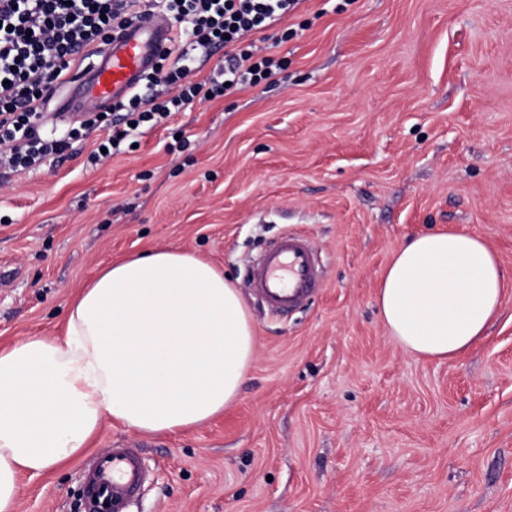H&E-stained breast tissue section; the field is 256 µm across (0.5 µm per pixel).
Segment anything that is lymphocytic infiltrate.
<instances>
[{"mask_svg": "<svg viewBox=\"0 0 512 512\" xmlns=\"http://www.w3.org/2000/svg\"><path fill=\"white\" fill-rule=\"evenodd\" d=\"M301 0H0V169L15 171L62 156L101 128L107 115L90 113L79 124L47 128L42 99L91 47L152 14L178 30L162 60L140 89L114 105L118 117L91 155L105 160L134 126L159 124L196 101H210L241 87H255L285 70L287 61L262 54L245 37L293 12ZM230 48L227 67L193 80L196 52Z\"/></svg>", "mask_w": 512, "mask_h": 512, "instance_id": "obj_1", "label": "lymphocytic infiltrate"}]
</instances>
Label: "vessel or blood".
I'll list each match as a JSON object with an SVG mask.
<instances>
[{
  "label": "vessel or blood",
  "instance_id": "obj_1",
  "mask_svg": "<svg viewBox=\"0 0 512 512\" xmlns=\"http://www.w3.org/2000/svg\"><path fill=\"white\" fill-rule=\"evenodd\" d=\"M172 35L171 23L162 15L122 30L91 60L72 66L57 104L59 114L73 119L90 110L110 109L139 86ZM321 278L309 240L294 233L280 236L249 272L253 291L274 313L303 306L316 293ZM81 472L82 512H127L149 480L139 449L122 445L91 454L82 462Z\"/></svg>",
  "mask_w": 512,
  "mask_h": 512
}]
</instances>
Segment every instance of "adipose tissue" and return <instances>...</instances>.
<instances>
[{
  "label": "adipose tissue",
  "mask_w": 512,
  "mask_h": 512,
  "mask_svg": "<svg viewBox=\"0 0 512 512\" xmlns=\"http://www.w3.org/2000/svg\"><path fill=\"white\" fill-rule=\"evenodd\" d=\"M507 286L481 237L424 233L385 269L378 307L406 351L446 359L484 336ZM254 345L239 288L211 264L167 250L113 262L71 303L62 336L0 350V512H14L20 474L71 459L104 417L163 433L222 413Z\"/></svg>",
  "instance_id": "ef3b65f1"
}]
</instances>
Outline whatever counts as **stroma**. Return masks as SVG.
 Segmentation results:
<instances>
[{"mask_svg":"<svg viewBox=\"0 0 512 512\" xmlns=\"http://www.w3.org/2000/svg\"><path fill=\"white\" fill-rule=\"evenodd\" d=\"M268 32L273 79L141 126L104 164L92 136L0 185V348L61 335L114 261L193 253L240 287L253 360L205 424L102 421L89 451L132 445L151 473L128 512H512V286L444 361L405 351L376 302L426 231L480 236L512 282V0H301ZM287 233L323 276L276 315L247 270ZM78 465L20 475L15 512H79Z\"/></svg>","mask_w":512,"mask_h":512,"instance_id":"stroma-1","label":"stroma"}]
</instances>
